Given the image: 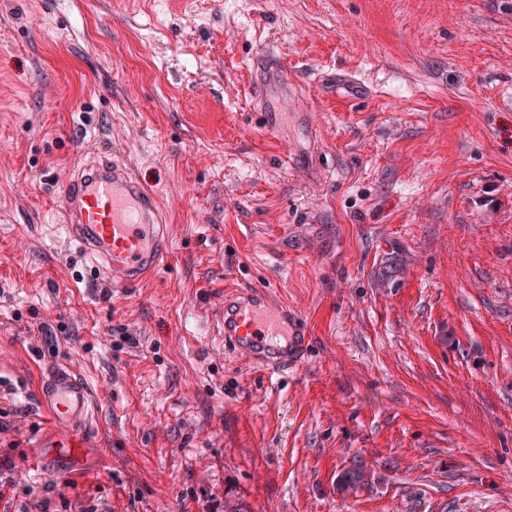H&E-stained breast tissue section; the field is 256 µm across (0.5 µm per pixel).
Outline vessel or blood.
Instances as JSON below:
<instances>
[{
	"label": "vessel or blood",
	"mask_w": 512,
	"mask_h": 512,
	"mask_svg": "<svg viewBox=\"0 0 512 512\" xmlns=\"http://www.w3.org/2000/svg\"><path fill=\"white\" fill-rule=\"evenodd\" d=\"M67 238L88 259L95 279L130 288L162 268L171 251L159 201L122 161L103 156L70 177L64 189ZM308 329L301 317L266 287L224 294V343L274 371L304 356ZM51 423L81 429L92 415L88 384L61 363L39 387Z\"/></svg>",
	"instance_id": "obj_1"
}]
</instances>
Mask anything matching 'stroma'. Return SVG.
Instances as JSON below:
<instances>
[{
    "instance_id": "obj_1",
    "label": "stroma",
    "mask_w": 512,
    "mask_h": 512,
    "mask_svg": "<svg viewBox=\"0 0 512 512\" xmlns=\"http://www.w3.org/2000/svg\"><path fill=\"white\" fill-rule=\"evenodd\" d=\"M101 155L172 241L125 290L61 229ZM240 285L308 323L292 371L226 348ZM59 360L93 396L77 437L37 405ZM5 455L97 512H512V0H0ZM272 77L273 74H271L269 78L265 76L264 73L262 75H259L256 79V82L251 86L249 90V94L251 95L257 106L260 107L261 122L263 124L262 126L268 131L274 130L275 124L273 122L271 112H262V107L264 104L265 97L267 95V88L271 81H274Z\"/></svg>"
}]
</instances>
